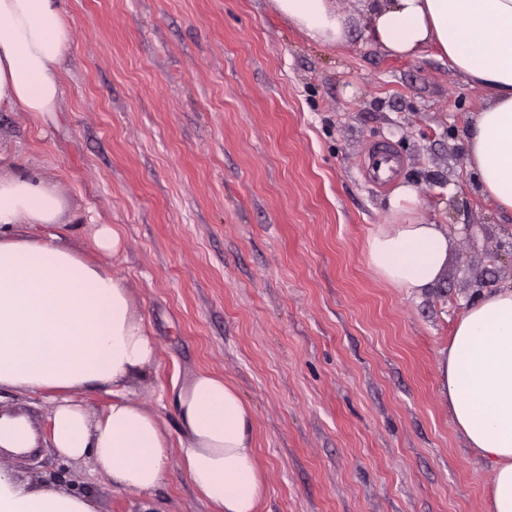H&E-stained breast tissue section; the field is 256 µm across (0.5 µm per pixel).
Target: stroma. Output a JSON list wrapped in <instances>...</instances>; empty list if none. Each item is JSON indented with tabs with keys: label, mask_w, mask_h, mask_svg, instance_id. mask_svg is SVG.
<instances>
[{
	"label": "stroma",
	"mask_w": 512,
	"mask_h": 512,
	"mask_svg": "<svg viewBox=\"0 0 512 512\" xmlns=\"http://www.w3.org/2000/svg\"><path fill=\"white\" fill-rule=\"evenodd\" d=\"M71 25L53 120L0 112V155L54 184L67 243L123 278L157 347L127 388L174 443L162 485L113 487L52 445L50 393L0 389L37 456L0 467L98 512H212L182 463L173 384L207 372L253 413L257 512H490L491 464L440 394L456 322L512 284V216L475 189L471 112L486 93L435 50L389 54L364 0H333L344 43L312 41L274 0H61ZM448 229L437 284L380 280L366 241L389 197ZM117 225L118 253L98 225Z\"/></svg>",
	"instance_id": "obj_1"
}]
</instances>
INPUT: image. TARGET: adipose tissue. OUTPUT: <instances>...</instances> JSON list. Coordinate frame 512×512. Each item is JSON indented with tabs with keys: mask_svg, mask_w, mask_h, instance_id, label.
Listing matches in <instances>:
<instances>
[{
	"mask_svg": "<svg viewBox=\"0 0 512 512\" xmlns=\"http://www.w3.org/2000/svg\"><path fill=\"white\" fill-rule=\"evenodd\" d=\"M307 36L343 43L346 18L331 0H274ZM368 32L393 55L436 48L488 100L470 119L466 156L481 195L512 213V0H368ZM71 28L58 0H0V110L53 117ZM389 205L395 223L366 242L370 267L410 294L433 287L448 262V232L411 222L417 192ZM67 204L57 188L21 170L0 172V388L55 395L58 454L91 461L114 487L155 490L171 458L158 417L129 400L128 381L155 361V345L122 278L58 243ZM53 226L46 238L14 234L19 221ZM440 392L457 429L494 469L491 512H512V285L483 294L460 317L439 361ZM112 402L95 414L79 392ZM185 469L214 512H255L265 475L250 407L224 380L198 373L174 390ZM0 512H97L92 499L0 468Z\"/></svg>",
	"mask_w": 512,
	"mask_h": 512,
	"instance_id": "obj_1",
	"label": "adipose tissue"
}]
</instances>
